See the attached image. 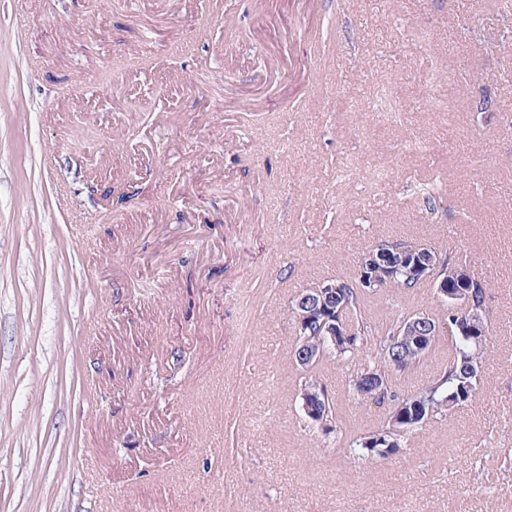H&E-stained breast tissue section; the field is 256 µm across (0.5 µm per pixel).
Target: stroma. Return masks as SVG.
Instances as JSON below:
<instances>
[{
	"label": "stroma",
	"instance_id": "stroma-1",
	"mask_svg": "<svg viewBox=\"0 0 512 512\" xmlns=\"http://www.w3.org/2000/svg\"><path fill=\"white\" fill-rule=\"evenodd\" d=\"M502 36L512 0H0V512H512ZM379 239L453 249L494 347L374 463L304 431L288 304Z\"/></svg>",
	"mask_w": 512,
	"mask_h": 512
}]
</instances>
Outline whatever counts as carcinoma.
I'll return each mask as SVG.
<instances>
[{
	"mask_svg": "<svg viewBox=\"0 0 512 512\" xmlns=\"http://www.w3.org/2000/svg\"><path fill=\"white\" fill-rule=\"evenodd\" d=\"M417 266L421 271H414ZM459 268L461 264L451 251L442 252L413 241H380L362 251L354 276L331 280L337 299L330 304L328 315L342 326V336L331 343L322 335L318 320L305 331L308 342L320 354L316 363L300 369L299 397L310 393L317 396L315 415L304 417L307 428L326 434L336 430V404L321 376L322 365L332 360L352 367L349 393L382 410L377 425L349 441V448L358 458L376 462L388 459L406 447L411 436L430 420L451 414L476 399L490 336L487 291L473 275L463 282L455 280ZM428 280L437 284L444 280L449 287L462 291L471 309L482 315L486 333L471 335L466 327L467 312L439 317L447 327L448 356L421 387L402 394L393 387L392 377L416 373L427 361L436 337L428 339L423 348L406 351L393 366L387 353L401 336L405 317L389 319L380 333L370 318L362 315L361 305L371 296L410 297Z\"/></svg>",
	"mask_w": 512,
	"mask_h": 512,
	"instance_id": "cac0c4a2",
	"label": "carcinoma"
}]
</instances>
